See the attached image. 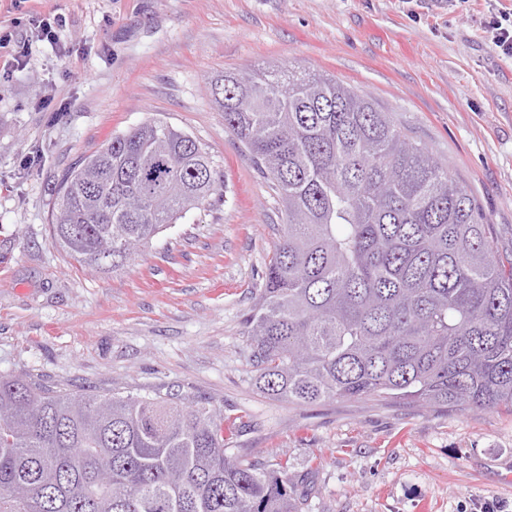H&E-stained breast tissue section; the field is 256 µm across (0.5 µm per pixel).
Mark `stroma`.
Segmentation results:
<instances>
[{"label": "stroma", "mask_w": 512, "mask_h": 512, "mask_svg": "<svg viewBox=\"0 0 512 512\" xmlns=\"http://www.w3.org/2000/svg\"><path fill=\"white\" fill-rule=\"evenodd\" d=\"M512 0H0L31 60L0 48V375L100 394L208 399L224 441L288 462L301 512H512V412L409 401L297 406L261 394L244 336L283 221L211 95L285 62L370 98L471 193L512 261V57L485 22ZM63 15L56 43L39 22ZM223 180L116 273L50 237L57 176L151 119Z\"/></svg>", "instance_id": "35a3bbf8"}]
</instances>
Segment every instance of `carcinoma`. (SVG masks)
Segmentation results:
<instances>
[{
  "label": "carcinoma",
  "instance_id": "obj_1",
  "mask_svg": "<svg viewBox=\"0 0 512 512\" xmlns=\"http://www.w3.org/2000/svg\"><path fill=\"white\" fill-rule=\"evenodd\" d=\"M285 223L245 319L265 396L512 412V263L467 188L373 101L286 64L212 83ZM220 186L208 152L151 120L57 179L51 238L117 272ZM288 463L224 445L206 400L0 376V512H299Z\"/></svg>",
  "mask_w": 512,
  "mask_h": 512
}]
</instances>
